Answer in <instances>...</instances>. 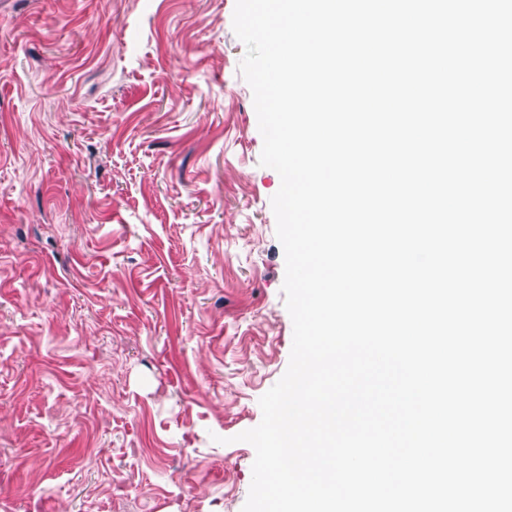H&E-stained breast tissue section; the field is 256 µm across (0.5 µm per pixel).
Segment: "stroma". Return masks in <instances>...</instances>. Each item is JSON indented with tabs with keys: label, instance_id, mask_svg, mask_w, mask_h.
I'll return each mask as SVG.
<instances>
[{
	"label": "stroma",
	"instance_id": "35a3bbf8",
	"mask_svg": "<svg viewBox=\"0 0 512 512\" xmlns=\"http://www.w3.org/2000/svg\"><path fill=\"white\" fill-rule=\"evenodd\" d=\"M236 0H0V512H242L293 323Z\"/></svg>",
	"mask_w": 512,
	"mask_h": 512
}]
</instances>
